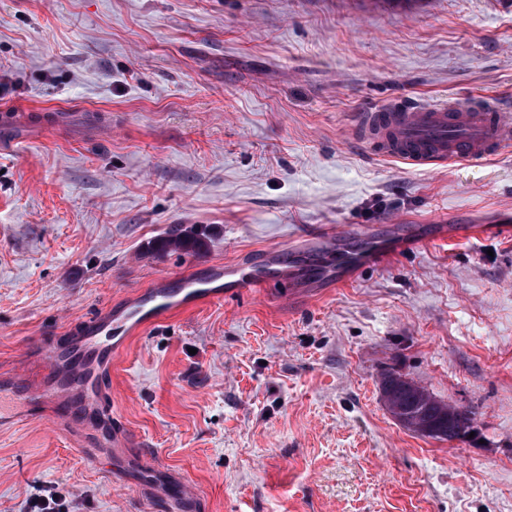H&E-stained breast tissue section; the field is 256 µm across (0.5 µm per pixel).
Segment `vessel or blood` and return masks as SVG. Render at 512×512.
<instances>
[{
	"label": "vessel or blood",
	"instance_id": "vessel-or-blood-1",
	"mask_svg": "<svg viewBox=\"0 0 512 512\" xmlns=\"http://www.w3.org/2000/svg\"><path fill=\"white\" fill-rule=\"evenodd\" d=\"M357 129L378 155L416 167L444 165L457 160L497 157L512 140V115L489 109L474 100L450 104L417 101L400 107L361 114ZM286 255H274L268 264L223 268V281L166 279L141 293L121 312H104L86 322L82 337L63 351H51L39 369L28 367L0 376V421L26 422L34 410L56 405L72 412V431L98 429L103 445L116 443L112 413L98 390L102 371L137 329L165 319L186 299L222 300L226 288L246 291L286 278Z\"/></svg>",
	"mask_w": 512,
	"mask_h": 512
}]
</instances>
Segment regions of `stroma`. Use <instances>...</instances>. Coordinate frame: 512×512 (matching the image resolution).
Instances as JSON below:
<instances>
[{"label":"stroma","instance_id":"1","mask_svg":"<svg viewBox=\"0 0 512 512\" xmlns=\"http://www.w3.org/2000/svg\"><path fill=\"white\" fill-rule=\"evenodd\" d=\"M460 97L512 113V0H0V374L164 278L335 264L325 224L366 259L300 308L279 281L131 336L121 459L49 411L0 426V512H512V143L421 169L353 131ZM175 228L204 251L151 250ZM392 369L474 407L473 437L398 424Z\"/></svg>","mask_w":512,"mask_h":512}]
</instances>
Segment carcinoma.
I'll list each match as a JSON object with an SVG mask.
<instances>
[{"mask_svg":"<svg viewBox=\"0 0 512 512\" xmlns=\"http://www.w3.org/2000/svg\"><path fill=\"white\" fill-rule=\"evenodd\" d=\"M159 251H180L187 254H196L204 247V240L197 234H186L174 231L170 235L154 242ZM422 398H403L406 414L416 423L425 426L417 431L423 437L439 441L452 442L463 438L473 428L476 411L472 407L449 404L434 396L426 388H421ZM453 410L455 415L441 421L436 415L438 410Z\"/></svg>","mask_w":512,"mask_h":512,"instance_id":"cac0c4a2","label":"carcinoma"}]
</instances>
